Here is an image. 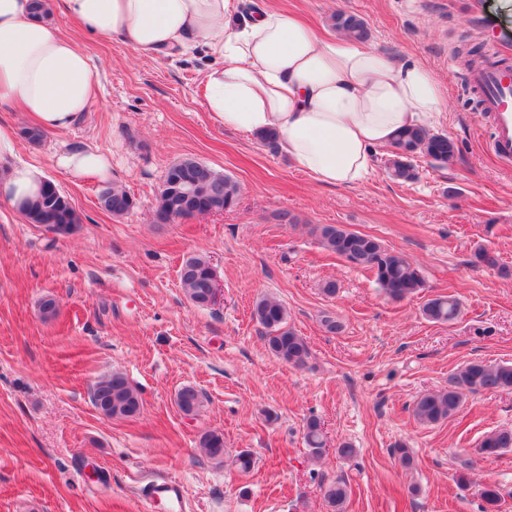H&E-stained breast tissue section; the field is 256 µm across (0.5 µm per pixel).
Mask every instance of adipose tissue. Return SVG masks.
I'll return each mask as SVG.
<instances>
[{"label":"adipose tissue","instance_id":"1","mask_svg":"<svg viewBox=\"0 0 512 512\" xmlns=\"http://www.w3.org/2000/svg\"><path fill=\"white\" fill-rule=\"evenodd\" d=\"M242 0H60L83 30L128 41L144 58L201 44L222 64L203 78L204 103L225 128L272 131L294 165L316 183L364 180L376 148L404 127L448 109L431 71L400 63L342 34H320L284 9L246 13ZM34 0H0V110L25 112L36 127L73 126L93 105L101 71L57 26L37 19ZM55 166L74 178L112 176L92 149H67ZM43 169L19 157L0 124V202L35 199Z\"/></svg>","mask_w":512,"mask_h":512}]
</instances>
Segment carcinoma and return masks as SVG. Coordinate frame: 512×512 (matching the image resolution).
I'll return each mask as SVG.
<instances>
[{"mask_svg": "<svg viewBox=\"0 0 512 512\" xmlns=\"http://www.w3.org/2000/svg\"><path fill=\"white\" fill-rule=\"evenodd\" d=\"M336 31L349 35L357 41L369 38L365 22L358 16L343 11L331 17ZM392 158L388 171L395 180L403 182L414 178L411 160L421 156L441 167L452 162L457 154L455 142L446 134L435 133L426 127H412L397 132L394 136ZM183 179H192L208 185L221 196L224 209L233 208L238 200L240 188L229 176L215 171L209 165L192 157L183 158L169 167ZM182 184L169 178L157 197L155 222H166V215L181 198ZM102 209L118 217L133 206L127 191L114 184L105 186L99 193ZM25 219L56 234L71 233L80 217L69 199L52 186L45 187L38 197L27 203L23 211ZM327 252L366 270L374 276L375 283L385 296L393 301L409 299L425 291L426 280L418 267L402 252L386 247L378 238L359 234L342 225L321 224L311 228ZM473 264L486 271L500 275L512 272L502 263L500 254L493 248L482 245L475 249ZM213 267L202 255L186 258L179 270V280L186 298L197 307L210 305ZM423 316L435 323H449L459 318L461 303L452 294L429 299L422 308ZM252 319L264 330L268 349L280 360L294 366H303L309 358L305 339L288 327V310L277 298L265 296L253 306ZM512 389V364L489 365L473 360L456 369L448 376V386L424 394L414 403L413 414L424 424H435L454 416L462 407L463 393L496 392ZM95 406L107 418H132L141 410V398L137 390L119 372H114L95 382L91 390ZM179 410L186 416H196L203 407V396L195 387L185 385L176 395ZM305 441L313 456H322L324 441L319 421L310 419L305 425ZM200 447L209 458L224 461V436L209 431L200 437ZM506 448H512V429H502L486 434L479 443L478 452L484 457L497 456ZM348 498L347 483L338 479L324 489V500L331 512H343Z\"/></svg>", "mask_w": 512, "mask_h": 512, "instance_id": "1", "label": "carcinoma"}]
</instances>
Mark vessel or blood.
<instances>
[{"label":"vessel or blood","mask_w":512,"mask_h":512,"mask_svg":"<svg viewBox=\"0 0 512 512\" xmlns=\"http://www.w3.org/2000/svg\"><path fill=\"white\" fill-rule=\"evenodd\" d=\"M471 82L477 89L484 117L492 132L490 151L502 161L512 160V71L494 68L473 73ZM149 506L166 505L177 512L183 503V489L173 482H152L145 490Z\"/></svg>","instance_id":"vessel-or-blood-1"}]
</instances>
